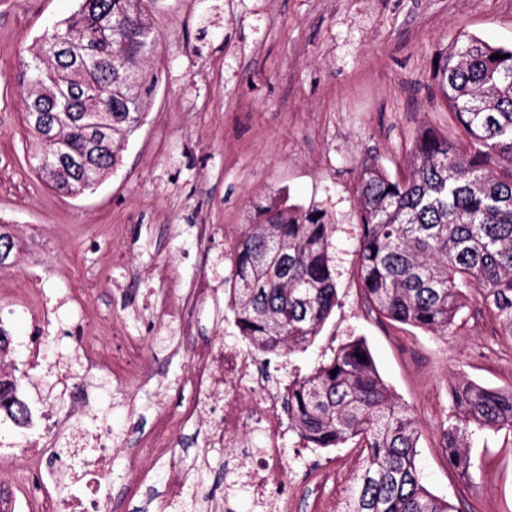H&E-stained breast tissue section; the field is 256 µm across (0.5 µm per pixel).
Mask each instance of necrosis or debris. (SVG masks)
<instances>
[{
  "label": "necrosis or debris",
  "instance_id": "obj_1",
  "mask_svg": "<svg viewBox=\"0 0 512 512\" xmlns=\"http://www.w3.org/2000/svg\"><path fill=\"white\" fill-rule=\"evenodd\" d=\"M196 389L192 401L178 419L158 418L149 436L151 448L167 452L177 427L201 422L209 426L208 436L215 447L232 444L242 449L239 478L263 512H288L287 494L278 490L280 477L289 467L286 445L291 430L281 408L285 387L270 373L251 370L247 357L236 346L217 344L200 349L191 373ZM255 400L258 410L247 416L240 397ZM260 445H253V436ZM77 464L66 473L79 491L67 498L47 501L48 512H110L111 494L102 486L111 478L112 439L108 431L85 435Z\"/></svg>",
  "mask_w": 512,
  "mask_h": 512
}]
</instances>
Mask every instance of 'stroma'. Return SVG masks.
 <instances>
[{"label": "stroma", "instance_id": "35a3bbf8", "mask_svg": "<svg viewBox=\"0 0 512 512\" xmlns=\"http://www.w3.org/2000/svg\"><path fill=\"white\" fill-rule=\"evenodd\" d=\"M79 0H0V222L17 246L0 268V323L14 351L1 371L18 377L30 409H76V431L105 424L115 444L113 486L139 487L117 512H183L164 494L168 460L144 449L148 475L129 470L128 448L155 416L175 417L191 391L194 361L185 324L158 303L190 280L223 288L230 249L256 204L278 192L328 211L339 302L315 342L291 359L246 348L271 373L311 372L348 340L365 339L397 401L416 418L424 485L459 512H512V432L474 435L472 483L462 482L442 450L450 389L465 377L512 388V338L470 300L450 336L391 322L364 298L358 273L354 185L364 160L394 177L424 125L458 138L431 88L435 53L461 32L512 46V0H156L160 41L149 64L159 82L143 124L129 137L118 168L77 196L53 191L33 170L24 130L22 59ZM214 224L196 238L198 218ZM42 296L47 318L23 300ZM116 323L115 355L135 337L155 377L149 387L111 370L88 371L77 334L80 317ZM39 346L40 362L29 351ZM0 417V505L17 492L20 446L34 437ZM173 455L188 471L184 497L205 487L213 505L252 512L246 495L227 499L235 474L228 448H213L208 427L175 434ZM353 445L326 466L329 481L300 485L292 464L280 482L294 512H336L355 474Z\"/></svg>", "mask_w": 512, "mask_h": 512}]
</instances>
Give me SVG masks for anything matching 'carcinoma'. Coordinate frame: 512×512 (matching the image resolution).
<instances>
[{"label": "carcinoma", "instance_id": "1", "mask_svg": "<svg viewBox=\"0 0 512 512\" xmlns=\"http://www.w3.org/2000/svg\"><path fill=\"white\" fill-rule=\"evenodd\" d=\"M153 3L80 0L23 61L25 112L39 101L55 116L48 130L25 122L32 166L54 191L61 192L49 176L56 156H83L95 134L94 165L102 177L117 168L128 137L143 123L157 83L145 69L159 42L149 20ZM62 37L70 48L58 56L54 42ZM495 53L502 58H491ZM431 81L465 141L425 125L410 150L407 177L391 178L375 160L361 164L356 221L363 289L380 316L432 335L453 331L476 294L512 337V46L461 32L437 53ZM333 232L327 210L278 195L245 225L224 295L249 346L289 356L315 341L338 300ZM22 408L28 404L18 380L1 378L0 414L12 420ZM284 409L311 448L360 446L361 462L337 512H455L422 484L417 421L396 402L362 341L346 342L310 374L294 376ZM504 429L512 431V388L459 382L442 434L448 465L471 479L472 435Z\"/></svg>", "mask_w": 512, "mask_h": 512}]
</instances>
